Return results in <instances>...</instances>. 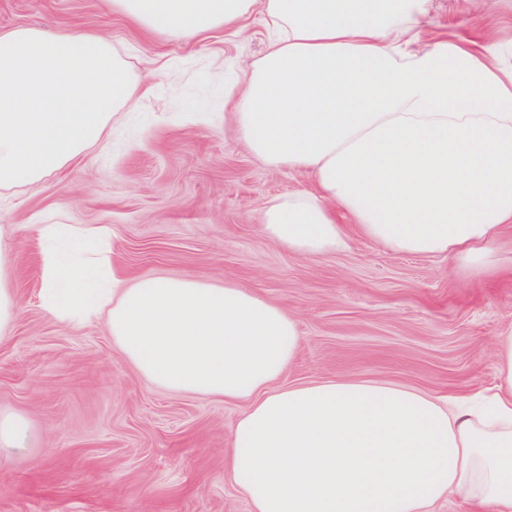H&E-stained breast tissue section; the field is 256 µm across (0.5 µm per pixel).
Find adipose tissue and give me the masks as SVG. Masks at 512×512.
I'll list each match as a JSON object with an SVG mask.
<instances>
[{
	"mask_svg": "<svg viewBox=\"0 0 512 512\" xmlns=\"http://www.w3.org/2000/svg\"><path fill=\"white\" fill-rule=\"evenodd\" d=\"M109 2L172 42L262 15L273 38L236 87V130L265 166L315 185L271 203L269 239L315 258L355 232L394 255L494 266L512 224V70L463 38L422 46L429 0ZM136 91L96 33L0 29V188L97 145ZM104 234L42 225L43 308L66 324L104 318L125 360L171 392L246 403L226 456L253 512H431L455 496L512 512V331L476 400L373 380L282 387L301 336L281 306L172 277L89 287L97 260H67L63 242Z\"/></svg>",
	"mask_w": 512,
	"mask_h": 512,
	"instance_id": "ef3b65f1",
	"label": "adipose tissue"
}]
</instances>
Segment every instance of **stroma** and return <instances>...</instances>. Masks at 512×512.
I'll use <instances>...</instances> for the list:
<instances>
[{"label": "stroma", "mask_w": 512, "mask_h": 512, "mask_svg": "<svg viewBox=\"0 0 512 512\" xmlns=\"http://www.w3.org/2000/svg\"><path fill=\"white\" fill-rule=\"evenodd\" d=\"M94 31L139 85L104 146L32 185L0 188L18 301L0 342V409L23 413L31 447L0 457V512H252L224 465L245 404L171 393L124 362L103 320L64 325L42 307L40 225L103 224L119 286L140 277L229 283L278 303L301 344L282 387L384 380L461 397L490 393L496 338L512 329V231L502 268L477 277L445 256H393L353 238L318 258L258 227L308 175L258 162L240 141L228 83L271 36L258 18L188 44L132 30L102 0H0V28ZM426 41L512 42L496 0H433Z\"/></svg>", "instance_id": "obj_1"}]
</instances>
